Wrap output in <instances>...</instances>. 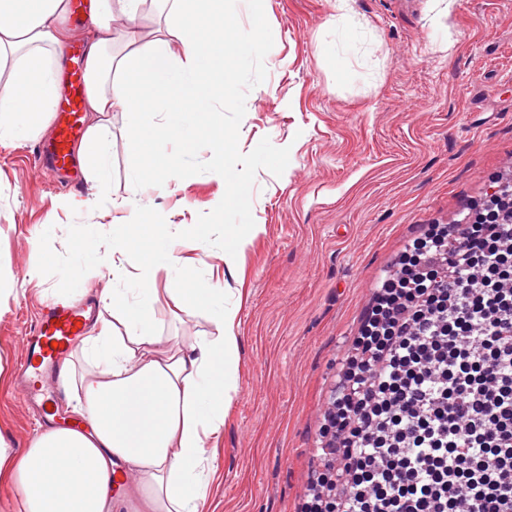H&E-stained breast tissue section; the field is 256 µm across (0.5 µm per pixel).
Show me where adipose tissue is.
I'll list each match as a JSON object with an SVG mask.
<instances>
[{"label":"adipose tissue","mask_w":512,"mask_h":512,"mask_svg":"<svg viewBox=\"0 0 512 512\" xmlns=\"http://www.w3.org/2000/svg\"><path fill=\"white\" fill-rule=\"evenodd\" d=\"M89 0L91 28L77 34L68 24L69 0H0V147L46 134L61 96L54 70L65 45H86L87 126L77 145L87 176L105 182L109 173L112 114L133 117L131 135L148 143L162 171H182L175 146L183 138L178 113L184 97L207 102L217 60L225 49L249 55L262 43L259 29L227 31L224 18L245 0ZM140 180L113 201L118 216L106 236L84 224L81 234L99 236L94 257L73 256L61 275V290H85L84 269L123 277L130 244L146 230L157 245L143 257L142 275L99 300L120 318L99 320L81 351L94 369L75 376L65 368L66 402L88 417L89 429L56 428L42 433L21 455L0 448V485L19 492L20 512H119L112 471L137 472L134 512H198L199 489L217 468L208 439L224 430L238 392L239 302L219 287H183L181 264L168 248L163 214L139 204ZM169 275L167 295L183 312L206 313L217 335L196 347L156 336L150 307L157 298L155 274Z\"/></svg>","instance_id":"ef3b65f1"}]
</instances>
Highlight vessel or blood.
I'll return each instance as SVG.
<instances>
[{
  "instance_id": "b4317fda",
  "label": "vessel or blood",
  "mask_w": 512,
  "mask_h": 512,
  "mask_svg": "<svg viewBox=\"0 0 512 512\" xmlns=\"http://www.w3.org/2000/svg\"><path fill=\"white\" fill-rule=\"evenodd\" d=\"M65 93L56 106L53 136L37 147V166L69 173L77 166L74 146L84 136L83 99L86 95L85 50L70 46L62 72ZM99 308L94 302H48L36 324L22 338L23 354L18 367L17 394L26 404L39 405L44 424H55L56 405L63 396L62 365L81 336L86 335Z\"/></svg>"
}]
</instances>
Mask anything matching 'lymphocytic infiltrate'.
<instances>
[{"instance_id": "f902f5d3", "label": "lymphocytic infiltrate", "mask_w": 512, "mask_h": 512, "mask_svg": "<svg viewBox=\"0 0 512 512\" xmlns=\"http://www.w3.org/2000/svg\"><path fill=\"white\" fill-rule=\"evenodd\" d=\"M320 436L300 512H512V186L413 238Z\"/></svg>"}]
</instances>
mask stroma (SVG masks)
I'll return each mask as SVG.
<instances>
[{
    "mask_svg": "<svg viewBox=\"0 0 512 512\" xmlns=\"http://www.w3.org/2000/svg\"><path fill=\"white\" fill-rule=\"evenodd\" d=\"M359 42L336 37L335 0H264L274 46L251 89L239 149L262 138L290 150L282 176L258 170L254 228L236 264L193 259L187 287L203 282L241 299L238 383L219 438L217 470L201 512H298L316 465L313 450L339 363L379 277L425 224H452L481 206L512 163V0H355ZM449 30L450 44L441 32ZM127 113L112 115L107 191H67L38 171L30 140L0 149V439L14 454L39 436L16 396L21 338L58 294L63 267L93 251L82 224L108 227L107 198L131 181ZM225 193L217 174L143 189L171 231L192 227ZM53 225L42 237V225ZM156 335L190 345L216 335L206 316L176 311L155 279Z\"/></svg>",
    "mask_w": 512,
    "mask_h": 512,
    "instance_id": "35a3bbf8",
    "label": "stroma"
}]
</instances>
